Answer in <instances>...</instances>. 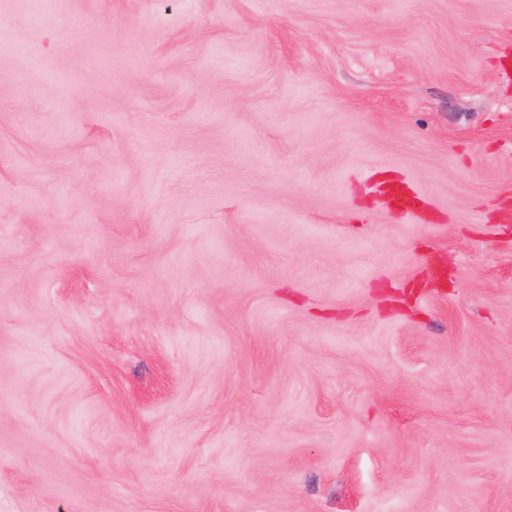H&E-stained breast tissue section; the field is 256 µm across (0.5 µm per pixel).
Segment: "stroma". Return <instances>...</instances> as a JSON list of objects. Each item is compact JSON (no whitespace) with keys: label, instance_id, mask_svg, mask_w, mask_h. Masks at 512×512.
Masks as SVG:
<instances>
[{"label":"stroma","instance_id":"1","mask_svg":"<svg viewBox=\"0 0 512 512\" xmlns=\"http://www.w3.org/2000/svg\"><path fill=\"white\" fill-rule=\"evenodd\" d=\"M507 67L512 0H0V512H512Z\"/></svg>","mask_w":512,"mask_h":512}]
</instances>
